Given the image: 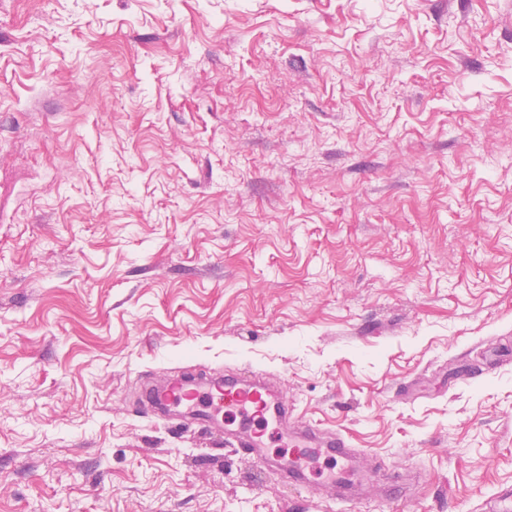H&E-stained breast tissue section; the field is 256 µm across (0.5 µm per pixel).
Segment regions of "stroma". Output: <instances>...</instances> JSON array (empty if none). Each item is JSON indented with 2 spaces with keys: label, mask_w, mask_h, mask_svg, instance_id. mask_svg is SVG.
Masks as SVG:
<instances>
[{
  "label": "stroma",
  "mask_w": 512,
  "mask_h": 512,
  "mask_svg": "<svg viewBox=\"0 0 512 512\" xmlns=\"http://www.w3.org/2000/svg\"><path fill=\"white\" fill-rule=\"evenodd\" d=\"M498 346L512 0H0V512H483ZM218 366L343 433L363 496L132 411Z\"/></svg>",
  "instance_id": "1"
}]
</instances>
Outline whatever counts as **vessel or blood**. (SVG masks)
<instances>
[{
    "label": "vessel or blood",
    "mask_w": 512,
    "mask_h": 512,
    "mask_svg": "<svg viewBox=\"0 0 512 512\" xmlns=\"http://www.w3.org/2000/svg\"><path fill=\"white\" fill-rule=\"evenodd\" d=\"M278 389V383L266 372L229 376L217 368L192 383L178 377L146 378L137 405L139 411L165 416L185 403L189 409L180 413V420L201 426L216 423L218 411H225L239 420L233 438L244 456L268 467L278 466L279 457L266 452L271 435L277 434L287 439L291 449L286 468L290 481L306 482L313 457L323 455L333 461L324 484L337 491L351 487L348 463L355 456V449L335 430L296 424L292 407Z\"/></svg>",
    "instance_id": "1"
}]
</instances>
